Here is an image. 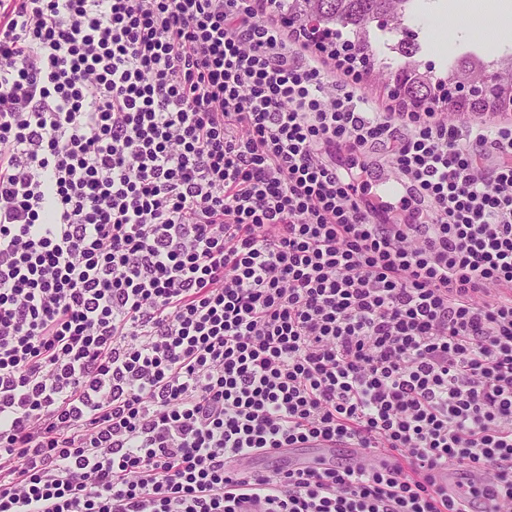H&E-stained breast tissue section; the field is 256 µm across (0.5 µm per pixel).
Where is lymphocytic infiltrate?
<instances>
[{
  "label": "lymphocytic infiltrate",
  "instance_id": "obj_1",
  "mask_svg": "<svg viewBox=\"0 0 512 512\" xmlns=\"http://www.w3.org/2000/svg\"><path fill=\"white\" fill-rule=\"evenodd\" d=\"M278 3L0 0V512H512V113Z\"/></svg>",
  "mask_w": 512,
  "mask_h": 512
}]
</instances>
